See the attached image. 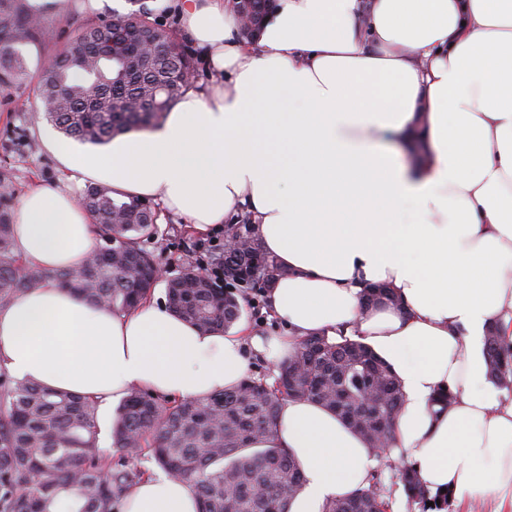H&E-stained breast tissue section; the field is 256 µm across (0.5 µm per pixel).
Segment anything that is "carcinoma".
Returning <instances> with one entry per match:
<instances>
[{
  "mask_svg": "<svg viewBox=\"0 0 512 512\" xmlns=\"http://www.w3.org/2000/svg\"><path fill=\"white\" fill-rule=\"evenodd\" d=\"M59 0H0V91L29 78L23 49L43 53L35 75L44 117L81 143L105 144L130 130L147 129L185 92V77L196 71V50H173L170 30L144 11L114 12L77 24L65 49L55 50L58 31L46 16ZM14 195L9 170H0V306L51 277L85 302L121 312L151 297L157 265L143 242L158 236L146 201L116 195L92 183L82 195L102 244L74 270L53 274L16 255L8 200ZM242 247L214 253L207 264L234 277L248 270L250 288L264 289L278 272L247 225ZM168 308L205 330L226 332L243 312L237 295L217 276L193 265L168 281ZM490 376L512 382V344L495 332L485 340ZM269 376H248L239 385L191 400L134 389L124 397L112 424L116 457L100 445L99 404L81 395L47 389L32 380L0 372V512H122L135 484L147 472L144 457L185 483L199 512H289L303 484L299 465L264 434L276 430L286 399L316 402L342 418L372 451L394 465L406 497L413 502L451 501L435 496L402 458H390L392 428L403 404L401 384L390 365L368 346L338 336H308L295 355ZM378 476L338 497L325 512H386Z\"/></svg>",
  "mask_w": 512,
  "mask_h": 512,
  "instance_id": "cac0c4a2",
  "label": "carcinoma"
}]
</instances>
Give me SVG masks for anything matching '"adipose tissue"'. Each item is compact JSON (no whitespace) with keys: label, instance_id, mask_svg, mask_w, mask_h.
Returning <instances> with one entry per match:
<instances>
[{"label":"adipose tissue","instance_id":"1","mask_svg":"<svg viewBox=\"0 0 512 512\" xmlns=\"http://www.w3.org/2000/svg\"><path fill=\"white\" fill-rule=\"evenodd\" d=\"M144 6L175 9L224 82L109 146L47 144L64 169L159 200L196 231L247 213L280 270L266 297L285 332H207L152 301L96 308L49 279L0 307V371L104 406L134 388L198 398L238 385L249 354L277 364L341 331L399 378L393 445L426 488L512 512V394L484 356L489 329L512 343V0H278L250 44L233 0ZM13 228L16 253L49 272L96 246L59 187L30 189ZM371 285L398 305L367 304ZM271 439L303 473L290 512H324L377 462L305 399L283 403ZM124 512L198 503L158 471Z\"/></svg>","mask_w":512,"mask_h":512}]
</instances>
